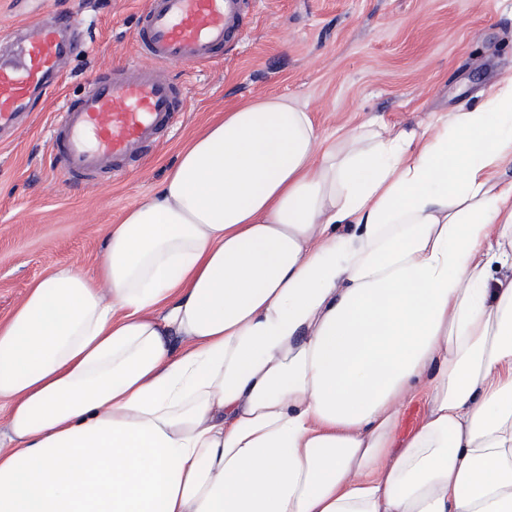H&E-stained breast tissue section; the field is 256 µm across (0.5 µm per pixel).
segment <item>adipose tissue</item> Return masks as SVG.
Listing matches in <instances>:
<instances>
[{
    "mask_svg": "<svg viewBox=\"0 0 512 512\" xmlns=\"http://www.w3.org/2000/svg\"><path fill=\"white\" fill-rule=\"evenodd\" d=\"M508 168L511 76L419 133L226 110L0 323V512H512ZM426 411V403L422 396H417L407 400L405 402V408L402 415V424L399 436L403 437L409 430L413 429L424 417Z\"/></svg>",
    "mask_w": 512,
    "mask_h": 512,
    "instance_id": "1",
    "label": "adipose tissue"
}]
</instances>
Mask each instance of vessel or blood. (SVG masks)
Returning a JSON list of instances; mask_svg holds the SVG:
<instances>
[{"label": "vessel or blood", "mask_w": 512, "mask_h": 512, "mask_svg": "<svg viewBox=\"0 0 512 512\" xmlns=\"http://www.w3.org/2000/svg\"><path fill=\"white\" fill-rule=\"evenodd\" d=\"M244 0H147L134 36L137 60L96 74L65 101L51 126L53 164L65 178L120 174L160 146L184 105L164 74L172 63L204 64L241 36ZM11 60L0 63V128L27 111L53 85L58 60L73 47L59 24L32 26Z\"/></svg>", "instance_id": "vessel-or-blood-1"}]
</instances>
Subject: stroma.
Returning a JSON list of instances; mask_svg holds the SVG:
<instances>
[{
	"mask_svg": "<svg viewBox=\"0 0 512 512\" xmlns=\"http://www.w3.org/2000/svg\"><path fill=\"white\" fill-rule=\"evenodd\" d=\"M146 0H0V54L21 22L69 19L77 47L59 87L17 131H0V322L38 279L63 265L94 272L102 228L153 192L181 149L225 107L287 95L325 133L376 121L418 129L441 112L479 107L512 76V8L501 0H251L240 39L210 64L172 65L185 108L162 145L115 177L66 179L51 167L50 127L98 71L137 56Z\"/></svg>",
	"mask_w": 512,
	"mask_h": 512,
	"instance_id": "35a3bbf8",
	"label": "stroma"
}]
</instances>
